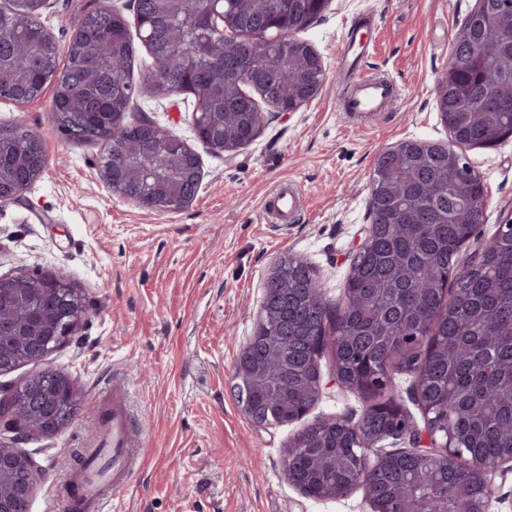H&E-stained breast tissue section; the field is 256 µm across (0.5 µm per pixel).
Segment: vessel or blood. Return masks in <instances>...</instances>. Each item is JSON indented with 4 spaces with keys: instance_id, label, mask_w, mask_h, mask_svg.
Returning <instances> with one entry per match:
<instances>
[{
    "instance_id": "b4317fda",
    "label": "vessel or blood",
    "mask_w": 512,
    "mask_h": 512,
    "mask_svg": "<svg viewBox=\"0 0 512 512\" xmlns=\"http://www.w3.org/2000/svg\"><path fill=\"white\" fill-rule=\"evenodd\" d=\"M395 90L385 78L365 76L351 85L341 105L351 118L387 111ZM303 207L295 182H281L264 197L262 215L274 224H291ZM99 426L90 437L76 436L74 447L85 449L89 465L74 470L61 484L68 512H113L121 493L137 476L142 464V440L129 404L125 383L113 382L99 402Z\"/></svg>"
}]
</instances>
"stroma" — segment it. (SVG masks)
<instances>
[{"instance_id": "stroma-1", "label": "stroma", "mask_w": 512, "mask_h": 512, "mask_svg": "<svg viewBox=\"0 0 512 512\" xmlns=\"http://www.w3.org/2000/svg\"><path fill=\"white\" fill-rule=\"evenodd\" d=\"M51 2L46 23L62 50L81 14L113 7L135 19L131 0ZM474 6L475 0H331L299 34L322 60L323 90L286 116L262 105L258 136L231 160L196 139L192 96L145 89L154 61L139 51L134 79L141 90L129 117L154 121L202 158L195 199L177 212L148 211L113 194L99 174L103 145L72 143L49 122L52 89L21 106L0 100V120L37 134L47 159L18 200L0 203V275L63 271L90 309L79 336L7 375L19 381L52 369L82 394L75 419L58 433L0 435L45 473L30 512H46L74 464L73 437L93 430L91 407L116 377L131 387L144 436L143 469L123 493L120 512H371L364 490L320 500L287 480L285 452L301 425L253 424L231 391L233 364L254 333L265 283L281 257L306 260L326 302L342 304L352 250L369 222L378 153L408 140H448L437 81ZM365 19L370 48L354 62L344 52L346 35ZM370 73L390 77L397 99L373 120L350 119L339 109L342 94ZM465 154L489 192L478 228L488 237L512 221V138ZM287 180L300 184L304 210L293 224L264 223L266 192ZM369 405L330 385L308 417L355 423Z\"/></svg>"}]
</instances>
